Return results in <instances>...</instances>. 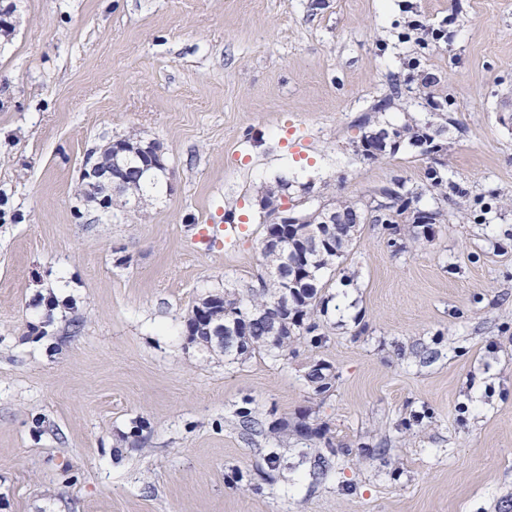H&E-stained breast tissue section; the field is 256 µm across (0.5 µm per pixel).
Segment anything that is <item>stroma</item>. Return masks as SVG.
Here are the masks:
<instances>
[{
	"mask_svg": "<svg viewBox=\"0 0 512 512\" xmlns=\"http://www.w3.org/2000/svg\"><path fill=\"white\" fill-rule=\"evenodd\" d=\"M404 2L0 0V512H512V0H413L448 26L429 48L403 40ZM411 120L447 191L410 146L358 152ZM131 134L159 144L163 188L107 215L80 177ZM281 177L297 213L399 179L442 221L398 252L363 225L326 344L231 363L185 320L257 284ZM228 212L234 249L190 246ZM246 398L322 438H244ZM400 139L396 135V129H380L367 135V139L361 140V153L365 157H379L384 154L388 146L392 148ZM372 144L374 147L369 146Z\"/></svg>",
	"mask_w": 512,
	"mask_h": 512,
	"instance_id": "35a3bbf8",
	"label": "stroma"
}]
</instances>
